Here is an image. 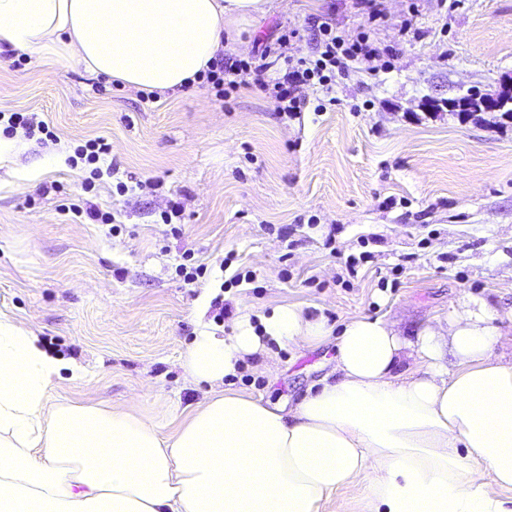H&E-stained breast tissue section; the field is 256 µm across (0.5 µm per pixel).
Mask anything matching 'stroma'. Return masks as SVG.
Instances as JSON below:
<instances>
[{
    "label": "stroma",
    "mask_w": 512,
    "mask_h": 512,
    "mask_svg": "<svg viewBox=\"0 0 512 512\" xmlns=\"http://www.w3.org/2000/svg\"><path fill=\"white\" fill-rule=\"evenodd\" d=\"M377 8L373 18L359 0H280L237 24L228 65L259 62L294 29L311 53L325 22L380 48L331 90L308 88L293 116L248 77L221 99L194 84L145 102L74 66L0 57V111L36 113L56 135L0 141V314L90 373L77 385L62 370L53 399L132 408L171 432L175 408L208 390L185 379L182 351L199 323L232 333L244 306L267 316L299 304L336 330L384 317L412 340L468 295L512 328V119L427 106L512 78V0ZM98 137L111 152L94 180L68 158ZM66 195L111 224L62 210ZM174 204L179 217L161 223ZM363 251L368 262L348 271ZM187 254L207 269L193 283L176 272ZM247 270L253 282L228 287ZM274 352L271 368L242 365L233 386L292 405L336 345Z\"/></svg>",
    "instance_id": "35a3bbf8"
}]
</instances>
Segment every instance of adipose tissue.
Instances as JSON below:
<instances>
[{"mask_svg": "<svg viewBox=\"0 0 512 512\" xmlns=\"http://www.w3.org/2000/svg\"><path fill=\"white\" fill-rule=\"evenodd\" d=\"M275 0H0V48L147 92H177L234 20ZM498 314L463 297L415 340L359 316L340 333L286 304L234 332L201 325L185 378L210 387L171 433L151 417L55 402L63 366L0 317V512H321L364 478V512H512V355ZM336 342L293 406L226 387L272 344ZM83 382L86 370L67 366Z\"/></svg>", "mask_w": 512, "mask_h": 512, "instance_id": "1", "label": "adipose tissue"}]
</instances>
